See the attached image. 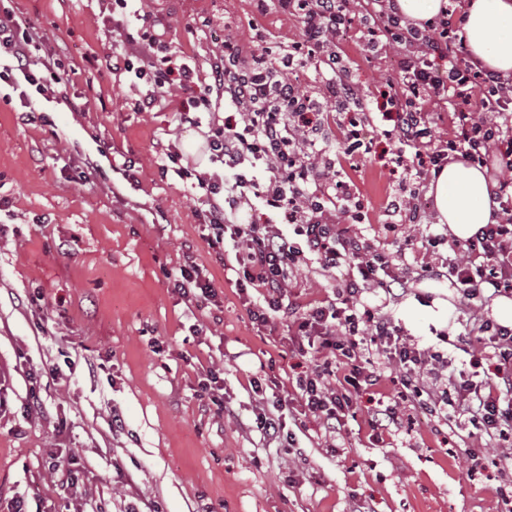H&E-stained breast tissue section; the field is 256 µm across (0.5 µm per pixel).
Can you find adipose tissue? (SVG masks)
Listing matches in <instances>:
<instances>
[{
  "instance_id": "1",
  "label": "adipose tissue",
  "mask_w": 512,
  "mask_h": 512,
  "mask_svg": "<svg viewBox=\"0 0 512 512\" xmlns=\"http://www.w3.org/2000/svg\"><path fill=\"white\" fill-rule=\"evenodd\" d=\"M475 64L512 79V0H469L463 26ZM438 223L457 239L471 238L493 223L484 170L449 160L431 184Z\"/></svg>"
}]
</instances>
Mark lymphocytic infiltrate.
<instances>
[{"mask_svg": "<svg viewBox=\"0 0 512 512\" xmlns=\"http://www.w3.org/2000/svg\"><path fill=\"white\" fill-rule=\"evenodd\" d=\"M135 2L114 0L117 18L108 67L147 84L137 103L139 110H152L177 89L188 95L194 108L207 112L208 160L221 169L195 176L196 189L210 202L205 239L225 269L235 273L252 323L267 328L278 320L291 322L302 339L298 352L318 356V365L296 378L301 413L321 420L326 432L336 434L350 413L353 394L379 380L365 357L372 348L398 369L405 391L420 398L425 410L468 416L489 439L511 440L512 328L482 322L477 332L488 335L493 345L494 373L455 383L449 390L442 383L448 362L440 352L411 344L390 319L356 303L362 290H387L395 284L406 288L410 281L400 275L391 255L373 249L360 236L340 232L335 224L336 214L347 213L357 193L351 181L345 194L336 192L339 172L330 155L335 133L324 119L327 103L353 98L350 83L339 74L336 56L325 50L329 34L348 20L345 0H278L282 10L299 15L303 43L280 48L279 63L272 71H263L264 59L259 56L255 62L260 72L236 76L229 65L239 61V51L225 43L223 51L209 58L206 79L180 52L145 54V47L157 44L159 20L141 12ZM363 9L383 20L380 27L369 29L370 46L399 49L397 70L405 104L397 106L396 97L388 96L377 105V118L386 138H398L412 149L411 154L400 152L391 159L400 179L388 215L394 224H417L422 213L413 187L437 177L449 157L482 168L493 160L489 148L494 145L500 149L494 158L499 168L512 169V86L465 59L455 7H448L434 36L402 21L394 0H364ZM35 38L28 22L9 13L0 17V55L7 59L0 65V81L15 88L25 83L43 95L62 77L53 59L34 58ZM436 56L447 60L446 71L433 68ZM312 61L321 67L326 90L320 101L300 94L284 76L290 66L303 68ZM419 100L450 106L446 141L433 143L426 117L415 107ZM223 194L232 199L254 197L281 213L284 227L232 223L219 202ZM490 198L502 209L501 221L485 225L463 244L449 242L440 233L427 234L419 251L425 277L436 281L455 277L469 301L489 288L497 292L512 288V181L497 177ZM447 250L452 259H444ZM307 260L316 261L328 273L346 265L356 268L358 276L345 288L341 304L315 306L303 313L286 302L288 280ZM171 279L175 292L188 300L217 298L208 273L197 265L181 266Z\"/></svg>", "mask_w": 512, "mask_h": 512, "instance_id": "obj_1", "label": "lymphocytic infiltrate"}]
</instances>
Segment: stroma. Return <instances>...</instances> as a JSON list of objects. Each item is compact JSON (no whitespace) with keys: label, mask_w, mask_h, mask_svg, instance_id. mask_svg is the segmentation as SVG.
<instances>
[{"label":"stroma","mask_w":512,"mask_h":512,"mask_svg":"<svg viewBox=\"0 0 512 512\" xmlns=\"http://www.w3.org/2000/svg\"><path fill=\"white\" fill-rule=\"evenodd\" d=\"M0 5L35 27V57L56 59L64 72L53 96L35 95L44 117L34 122L21 119L17 93L0 84V512L16 499L26 512H512V458L472 424L414 407L409 424L373 439L372 410L399 389L389 364L378 386L354 397L336 438L306 417L293 446L264 440L250 379L283 396L314 361L298 354L286 325L268 333L252 324L204 238L206 198L159 167L168 149L207 132V114L194 125L168 107L136 109L137 88L105 64L109 0ZM141 6L164 18V45L201 64L228 41L248 56L302 38L296 16L256 0ZM366 29L353 13L334 45L371 112L399 76L396 48L369 51ZM365 130L370 152L342 166L366 219L341 222L377 249L420 241L422 226L388 225L399 144L373 124ZM128 159L132 181L122 170ZM191 262L209 271L217 304L196 305L170 287L168 273ZM351 277L350 269L329 274L310 262L287 294L305 307L337 297ZM496 298L489 289L468 304L446 279L360 296L409 342L442 351L455 381L473 372L456 341L491 318ZM205 368L224 381L226 415L201 407ZM471 450L485 455L474 473ZM54 458L77 476V489L49 471Z\"/></svg>","instance_id":"stroma-1"}]
</instances>
